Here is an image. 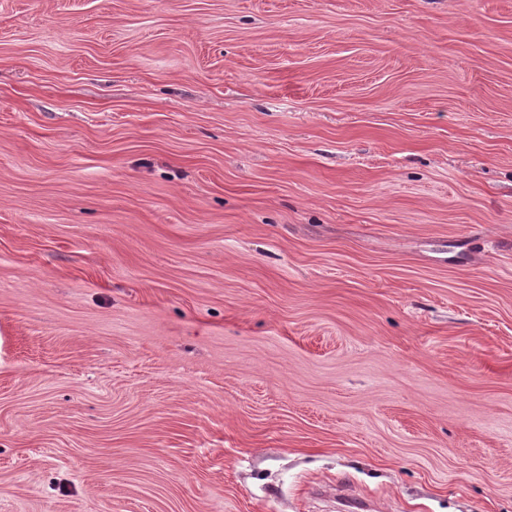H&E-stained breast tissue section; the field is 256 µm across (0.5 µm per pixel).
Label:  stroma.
Returning <instances> with one entry per match:
<instances>
[{
	"instance_id": "obj_1",
	"label": "stroma",
	"mask_w": 512,
	"mask_h": 512,
	"mask_svg": "<svg viewBox=\"0 0 512 512\" xmlns=\"http://www.w3.org/2000/svg\"><path fill=\"white\" fill-rule=\"evenodd\" d=\"M512 512V0H0V512Z\"/></svg>"
}]
</instances>
